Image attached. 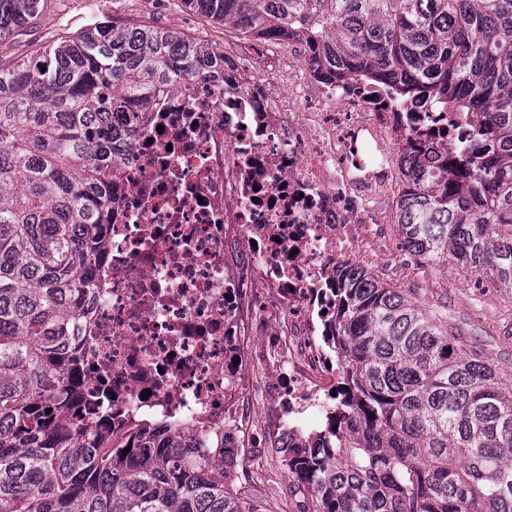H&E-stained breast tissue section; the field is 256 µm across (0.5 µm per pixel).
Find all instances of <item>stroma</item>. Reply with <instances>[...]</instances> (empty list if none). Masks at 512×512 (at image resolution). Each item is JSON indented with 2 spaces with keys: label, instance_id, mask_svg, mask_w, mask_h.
I'll return each instance as SVG.
<instances>
[{
  "label": "stroma",
  "instance_id": "stroma-1",
  "mask_svg": "<svg viewBox=\"0 0 512 512\" xmlns=\"http://www.w3.org/2000/svg\"><path fill=\"white\" fill-rule=\"evenodd\" d=\"M178 13L184 32L222 47L235 37L234 29L207 21L184 8L181 0H156L144 11L139 0H48L46 17L55 26L40 25L17 37L13 46L0 50V64L9 65L31 45L40 44L101 20L120 26L146 22L167 26V16ZM396 207L372 216L349 243L343 259L366 269L387 287L404 291L422 310L469 350L484 356L503 384L512 386V290L496 287L470 270L444 263L438 266L410 256L402 246ZM290 475L277 452L253 469V482L242 493L264 512H301L300 499L289 490Z\"/></svg>",
  "mask_w": 512,
  "mask_h": 512
}]
</instances>
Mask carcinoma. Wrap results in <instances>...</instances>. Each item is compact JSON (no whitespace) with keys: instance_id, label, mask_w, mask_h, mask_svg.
Listing matches in <instances>:
<instances>
[{"instance_id":"carcinoma-1","label":"carcinoma","mask_w":512,"mask_h":512,"mask_svg":"<svg viewBox=\"0 0 512 512\" xmlns=\"http://www.w3.org/2000/svg\"><path fill=\"white\" fill-rule=\"evenodd\" d=\"M245 36L307 42L313 75L470 113L436 167L408 161L406 250L512 289V0H181ZM45 0H0V43ZM224 52L176 28L94 21L0 66V512H259L186 436L80 427L77 298L108 225L112 111ZM342 386L328 432L291 450L311 512H512V388L362 267L336 270ZM51 412H46V409ZM129 452H124L126 447Z\"/></svg>"}]
</instances>
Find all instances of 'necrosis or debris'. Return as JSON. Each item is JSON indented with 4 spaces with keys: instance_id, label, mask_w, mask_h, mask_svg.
<instances>
[{
    "instance_id": "necrosis-or-debris-1",
    "label": "necrosis or debris",
    "mask_w": 512,
    "mask_h": 512,
    "mask_svg": "<svg viewBox=\"0 0 512 512\" xmlns=\"http://www.w3.org/2000/svg\"><path fill=\"white\" fill-rule=\"evenodd\" d=\"M307 43L224 44V73L164 86L112 115L111 236L74 340L113 426L168 425L190 459L238 467L319 434L339 388L325 338L356 224L391 194L396 144L431 127L436 161L469 115L415 114L360 80H315Z\"/></svg>"
}]
</instances>
